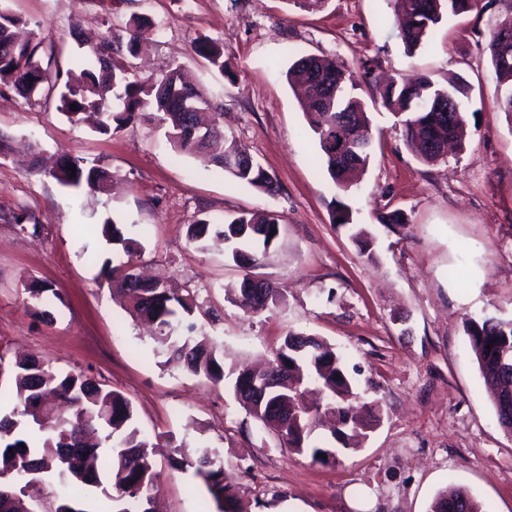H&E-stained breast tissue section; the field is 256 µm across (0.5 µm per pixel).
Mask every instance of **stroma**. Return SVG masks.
Listing matches in <instances>:
<instances>
[{
  "label": "stroma",
  "instance_id": "stroma-1",
  "mask_svg": "<svg viewBox=\"0 0 512 512\" xmlns=\"http://www.w3.org/2000/svg\"><path fill=\"white\" fill-rule=\"evenodd\" d=\"M24 32L42 45L45 67H77L82 52L64 31L79 20L93 41L150 19L148 73L180 67L219 106L226 137L245 146L279 183L268 196L203 155L177 153L156 121L112 134L71 123L56 98L27 102L0 92V355L37 354L62 371L103 381L133 404L139 428L159 445V512H215L200 477L172 469L174 447L215 449L236 486L241 512H430L461 486L488 512H512V435L465 332L467 317L512 319V118L496 105L485 46L504 18L502 0H477L407 54L393 0H11ZM201 39L224 46L227 73L196 53ZM302 55H325L350 73L374 140L360 180L340 191L318 170V147L286 71ZM460 77L462 149L420 162L383 107L388 76ZM81 157L106 169L109 192L80 195L32 171L35 157ZM346 204L373 241L360 252L332 212ZM402 211L405 224H379ZM270 211L280 234L262 262L236 265L227 244L191 245L189 224ZM35 214L40 236L14 216ZM131 225L148 274L195 288L221 319L205 329L222 345L225 369L263 364L283 338L303 332L344 355L379 421L335 463L281 447L235 400L167 361L149 325L134 321L103 268L122 259L101 234L105 219ZM278 285L281 301L258 314L230 303L244 276ZM49 291L32 307L24 285ZM54 321H40L39 310Z\"/></svg>",
  "mask_w": 512,
  "mask_h": 512
}]
</instances>
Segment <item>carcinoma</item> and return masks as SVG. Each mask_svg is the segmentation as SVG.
I'll return each instance as SVG.
<instances>
[{"label":"carcinoma","mask_w":512,"mask_h":512,"mask_svg":"<svg viewBox=\"0 0 512 512\" xmlns=\"http://www.w3.org/2000/svg\"><path fill=\"white\" fill-rule=\"evenodd\" d=\"M476 0H394L395 10L404 17L402 42L412 52L428 41L433 30L448 14L459 15L473 9ZM22 19L0 3V83L30 102L57 93L58 111L69 121L79 123L81 115L98 117L102 134L117 133L133 124L146 111L158 124L179 153L212 151V162L240 182L267 194L276 192L273 177L249 151L220 129L223 113H215L212 133L197 141L191 113L185 110L181 91L188 89L195 105H210L200 90L185 83L178 70L161 76H142L130 65L137 52L142 30L149 25L143 16L134 15L112 39L90 46L79 40L78 21L69 27V36L85 49L86 67L79 72L42 67L40 44L17 39ZM195 50L215 69L227 66L222 44L199 40ZM501 92L499 107L512 115V60L490 58ZM288 79L305 86L302 109L309 130L318 143V162L341 189L349 188L351 175L364 170L371 152L357 154L349 161L336 159L325 145V134L336 121H344L349 137H356L367 125L363 102L346 92L353 77L327 57L301 56L288 69ZM385 108L398 116L405 139L415 155L431 163L441 157L440 146L460 141L466 119L461 98L467 86L455 82L450 87L435 84L429 77L415 80H390L379 91ZM430 105L418 106L420 95ZM76 172H71V169ZM34 173L59 184L83 188L92 194L107 191L112 176L100 168H87L77 156L66 155L48 163L35 160ZM22 233L39 235L44 230L35 217H14ZM279 229L277 215L252 213L220 221L201 219L188 225L190 243L199 244L209 236L224 239L231 246L233 261L241 267L260 263L266 248ZM103 237L119 245L127 256L105 271L116 290L130 300L129 313L146 319L155 328L154 340L165 348L169 358L195 376L214 385L224 382V357L210 335L198 330L197 312L202 310L196 289L188 286L174 293L160 281L145 282L133 273L137 241L128 236L127 225L106 220ZM282 297L272 282L244 277L235 303L247 312L267 310ZM204 311V310H202ZM210 321L219 315L204 311ZM466 333L485 385L495 398L498 421L512 434V319L485 317L469 319ZM8 376L13 387V406L0 412V512H84L73 495L98 489L109 501V512H148L149 501L159 492L156 445L137 426L134 408L122 394L85 373L57 371L50 361L29 355L13 362L0 356V377ZM291 378L300 385L318 383L326 394L325 410L338 414L339 427L333 432L341 447L320 446L310 441L315 414L304 407L294 390H279V381ZM235 399L259 424L263 432L276 434L293 450L310 454L323 463L326 455L351 447L350 439L371 428L378 403L365 402L362 413L352 412V401L360 398L346 373L342 355L327 342L313 336L289 334L269 362L255 374L238 372L232 381ZM25 447H19V444ZM171 466L181 471L194 470L203 477L207 491L218 504L219 512H238L234 485L224 474L214 453L199 448L192 458H171ZM484 512L482 505L464 488L439 497L432 512Z\"/></svg>","instance_id":"cac0c4a2"}]
</instances>
